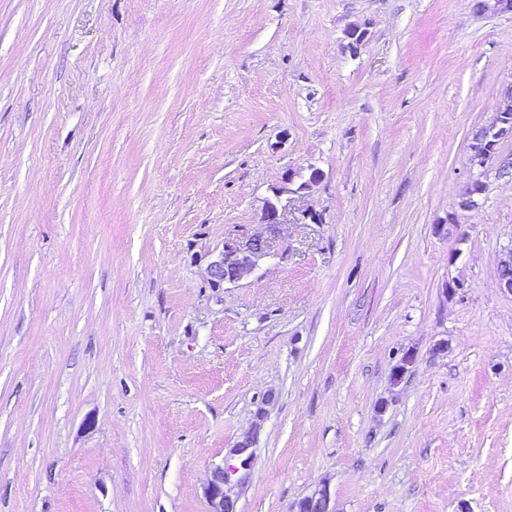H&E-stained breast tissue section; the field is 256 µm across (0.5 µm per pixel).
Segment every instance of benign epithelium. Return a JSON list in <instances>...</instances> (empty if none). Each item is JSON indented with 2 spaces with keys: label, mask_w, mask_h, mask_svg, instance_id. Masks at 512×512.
I'll return each mask as SVG.
<instances>
[{
  "label": "benign epithelium",
  "mask_w": 512,
  "mask_h": 512,
  "mask_svg": "<svg viewBox=\"0 0 512 512\" xmlns=\"http://www.w3.org/2000/svg\"><path fill=\"white\" fill-rule=\"evenodd\" d=\"M504 97L510 104L497 112L487 126L472 132L470 150L472 161L481 168L489 164L497 166L500 174L512 172V157L496 154L498 141L512 137V88L505 91ZM484 184L478 180L468 183L462 193L460 207L472 210L478 206L476 196L482 194ZM264 224L269 234H276L282 224V211L278 203L269 201L265 207ZM270 255L269 238L256 235L243 241L229 237L224 240V248L208 265L207 283L212 288L235 284L250 275L258 262ZM253 438L247 437L232 448L238 464L224 466L217 464L210 470V477L204 488L208 512H238V497L235 488L244 484L253 458ZM289 512H335L326 485L315 489L310 495L291 506Z\"/></svg>",
  "instance_id": "obj_1"
}]
</instances>
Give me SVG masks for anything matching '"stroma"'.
<instances>
[{
	"mask_svg": "<svg viewBox=\"0 0 512 512\" xmlns=\"http://www.w3.org/2000/svg\"><path fill=\"white\" fill-rule=\"evenodd\" d=\"M474 3L0 0V512H207L250 432L238 512H512V178L469 148L512 13ZM297 173H289L284 178V185L280 188H277L275 191L276 202L268 201L265 207L263 221L266 224L267 231L270 236L275 235L278 232L279 225L282 223V211H280L278 207L279 198L281 195L285 193H293V189L290 188V185L293 184L295 175ZM269 237L256 235L243 241L229 237L208 265L207 283L212 288L235 284L250 275L258 262L270 255ZM325 484L291 506L289 512H335Z\"/></svg>",
	"mask_w": 512,
	"mask_h": 512,
	"instance_id": "stroma-1",
	"label": "stroma"
}]
</instances>
